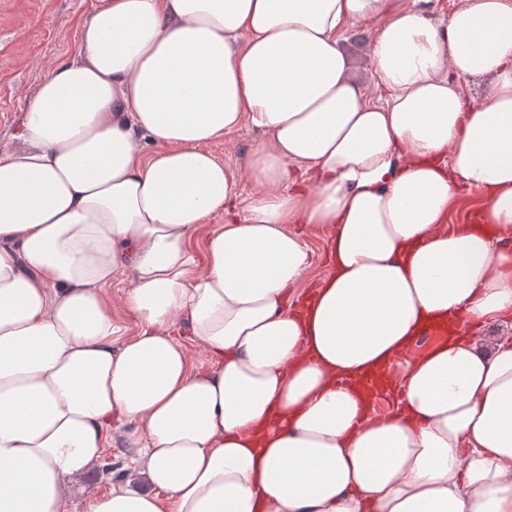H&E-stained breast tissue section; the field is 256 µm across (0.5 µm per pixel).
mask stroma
<instances>
[{"label": "stroma", "mask_w": 512, "mask_h": 512, "mask_svg": "<svg viewBox=\"0 0 512 512\" xmlns=\"http://www.w3.org/2000/svg\"><path fill=\"white\" fill-rule=\"evenodd\" d=\"M96 0H0V149L16 145L25 119L28 97L49 64L70 59L77 51L79 28ZM262 143L251 126H243L215 146L218 157L239 170ZM137 449L117 440L107 449L104 465L76 478L70 512H89L113 484L133 478Z\"/></svg>", "instance_id": "1"}]
</instances>
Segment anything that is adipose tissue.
<instances>
[{
    "instance_id": "1",
    "label": "adipose tissue",
    "mask_w": 512,
    "mask_h": 512,
    "mask_svg": "<svg viewBox=\"0 0 512 512\" xmlns=\"http://www.w3.org/2000/svg\"><path fill=\"white\" fill-rule=\"evenodd\" d=\"M246 123L264 141L236 172L213 148ZM18 139L0 512H69L119 427L150 488L91 512H512V336H478L512 321V0H97ZM463 188L483 224L449 223ZM300 224L328 231L313 286ZM428 314L448 336L411 354ZM376 367L398 398L375 412ZM372 37V29L360 26L350 27L343 34V48L359 67L358 75L362 79L366 78L364 70L369 63L368 53Z\"/></svg>"
}]
</instances>
